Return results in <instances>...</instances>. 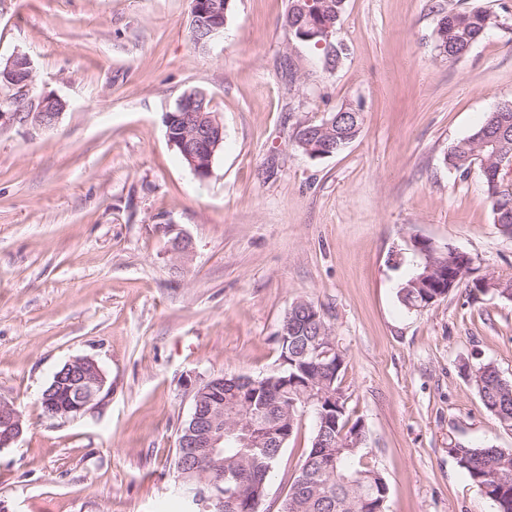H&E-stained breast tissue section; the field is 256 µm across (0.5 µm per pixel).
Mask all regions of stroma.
<instances>
[{"label":"stroma","instance_id":"1","mask_svg":"<svg viewBox=\"0 0 512 512\" xmlns=\"http://www.w3.org/2000/svg\"><path fill=\"white\" fill-rule=\"evenodd\" d=\"M481 7L491 30L460 59L434 49L443 12ZM288 0H233L223 35L188 38L190 0H0V66L28 56L25 93L54 128L0 122V400L24 430L0 450L6 512H186L174 486L188 381L261 377L279 365L292 304L314 302L346 357L350 419L384 475L385 512H495L459 469L457 445L512 448L466 368L512 380V301L459 287L415 312L398 297L411 237L465 253L476 277H512V238L479 169L444 157L512 101V0H345L328 71L283 25ZM204 91L224 144L198 178L164 117ZM364 123L342 152L312 158L298 129L342 105ZM193 240L176 257L161 227ZM108 397L77 419L39 398L76 357ZM304 413L260 512L280 505L311 446Z\"/></svg>","mask_w":512,"mask_h":512}]
</instances>
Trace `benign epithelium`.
<instances>
[{"mask_svg": "<svg viewBox=\"0 0 512 512\" xmlns=\"http://www.w3.org/2000/svg\"><path fill=\"white\" fill-rule=\"evenodd\" d=\"M231 0H193V16L203 17L199 28V42H208L216 35L224 32L226 24V11ZM18 58L29 61L27 56L14 55L9 59L8 65L0 77L5 82L15 86L29 85L32 79V70L23 73L14 68V61ZM206 95L193 90L186 93L179 101L182 112H168L164 117L165 124L173 123L182 125L181 136L177 137L173 131H167V139L171 146H183L185 142L192 145L191 152L187 155L191 170L195 175L208 172L211 169L215 150L218 145L214 141L224 140V126L217 115L205 114L204 109L198 104ZM50 101L41 98L38 105L28 112H14L12 116L21 120L35 129H49L56 126L60 113L54 112L49 107ZM163 231L172 236L171 251L181 257H187L192 253L193 242L185 233L176 229L173 225L163 226ZM458 265L456 278H467L470 275L471 263L468 256L454 250L444 251L441 256L429 252L426 257V267L417 280L429 277L448 278V267ZM336 340L330 336L319 345L315 346L312 357L309 360V369L319 371H333L336 368ZM210 381L216 387H224L227 394L248 405L249 393L259 390L265 381L251 376H235L231 379L222 376H212ZM69 387L72 395L69 404L63 406L57 404L51 398L59 388ZM193 401L197 407L193 408L189 419L181 427L178 447L185 448L196 461L195 470L198 479L191 490L192 504L196 512H259L265 496L257 495L247 501L239 497L232 488H224L226 479L223 461L219 457L224 453L221 444L224 443V414H229V424L233 431H241L252 440H261L268 436L279 443H284L290 437L292 429L278 427L272 431L256 425L247 419L236 416L238 408L233 407L224 410V406L212 405L206 409L201 404V385L192 386ZM312 396L308 402L317 401L324 405L320 409V428L314 440L318 448H331L333 442L327 435L328 428L336 418V404L345 399L343 392L339 391L330 398V403H325L323 393L310 390ZM106 397L105 378L98 363L90 357H78L65 363L58 369L51 380V385L43 391L40 398L41 406L51 418L76 419L82 416L88 409L103 401ZM23 432V418L21 413L11 404L0 401V450L11 447Z\"/></svg>", "mask_w": 512, "mask_h": 512, "instance_id": "obj_1", "label": "benign epithelium"}]
</instances>
